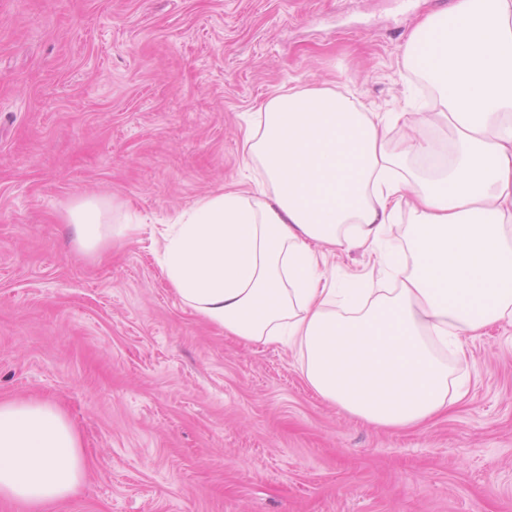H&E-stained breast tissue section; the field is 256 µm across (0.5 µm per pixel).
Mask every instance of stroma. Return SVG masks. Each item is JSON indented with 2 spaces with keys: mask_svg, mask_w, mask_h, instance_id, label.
Listing matches in <instances>:
<instances>
[{
  "mask_svg": "<svg viewBox=\"0 0 512 512\" xmlns=\"http://www.w3.org/2000/svg\"><path fill=\"white\" fill-rule=\"evenodd\" d=\"M450 0H0V400L76 428L79 491L45 512H512V325L469 340L467 394L379 429L319 396L296 350L197 317L157 263L163 225L250 175L262 101L331 87L429 104L402 66ZM95 197L135 240L76 244ZM337 287L375 257L331 258Z\"/></svg>",
  "mask_w": 512,
  "mask_h": 512,
  "instance_id": "obj_1",
  "label": "stroma"
}]
</instances>
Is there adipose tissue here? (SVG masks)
Here are the masks:
<instances>
[{
	"instance_id": "ef3b65f1",
	"label": "adipose tissue",
	"mask_w": 512,
	"mask_h": 512,
	"mask_svg": "<svg viewBox=\"0 0 512 512\" xmlns=\"http://www.w3.org/2000/svg\"><path fill=\"white\" fill-rule=\"evenodd\" d=\"M402 63L433 92L425 109L393 116L405 128L398 146L389 124L335 89L275 93L243 135L262 180L182 211L159 255L195 314L241 340L298 349L321 397L382 428L448 410L462 397L450 379L470 361L466 339L512 322V0H452L411 31ZM444 125L453 143L436 137ZM68 217L86 248L140 229L128 217L107 225L97 199ZM350 249L375 255L395 287H336L327 260ZM85 471L57 407L0 402V498L43 512Z\"/></svg>"
}]
</instances>
